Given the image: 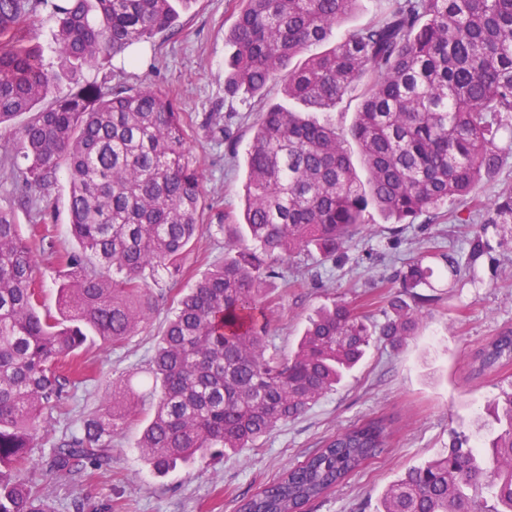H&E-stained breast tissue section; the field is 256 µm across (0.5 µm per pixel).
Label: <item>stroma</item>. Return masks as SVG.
I'll use <instances>...</instances> for the list:
<instances>
[{
    "instance_id": "stroma-1",
    "label": "stroma",
    "mask_w": 512,
    "mask_h": 512,
    "mask_svg": "<svg viewBox=\"0 0 512 512\" xmlns=\"http://www.w3.org/2000/svg\"><path fill=\"white\" fill-rule=\"evenodd\" d=\"M240 8L239 0H194L181 11L176 35L132 46L109 65L86 69L80 82H64L59 89L66 95L79 91L81 83L92 82L108 88L151 86L173 96L184 116L187 145L203 174L209 222L224 212L241 217L245 155L259 120V103L284 99L278 83L269 84L259 99L243 93L231 96L224 90L229 57L224 32ZM211 112L227 117L237 140L235 152H228L223 139L205 126ZM27 119V114H20L10 129L0 131V207L15 208L25 228L47 215L58 250H77L68 230L65 182L41 193L30 209L16 205L22 176L12 165V131ZM467 233L465 226L439 218L431 221L424 215L398 233L390 221L371 212L368 224L336 262L316 254L302 256L303 287L285 294L270 288V351L292 355L309 317L321 307L339 297L377 295L381 284L396 286L397 272L418 253H425L433 266L441 250L467 257ZM486 239V253L460 275H434V292L441 301L417 335L397 345L376 342L336 391L277 427L255 447L156 476L137 448L152 413L145 401L136 421L112 439L111 471L51 488L55 512H74L71 500L76 495L84 500L85 512H239L243 499L303 461L325 437L356 422L383 417L392 423L386 452L304 508V512H375L390 483L447 448L449 429L472 432L486 427L488 401L512 379V366L481 378L473 376L470 368L477 349L512 327V240L503 239L492 226ZM224 251L223 234H203L186 256L180 275L162 280V287H192L213 264L223 261ZM170 315L169 304H162L150 323L124 345L98 342L87 347L82 355L87 379L74 389L70 411L58 417L57 430L79 429L110 399L115 378L146 387L147 364Z\"/></svg>"
}]
</instances>
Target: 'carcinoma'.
I'll return each mask as SVG.
<instances>
[{
	"mask_svg": "<svg viewBox=\"0 0 512 512\" xmlns=\"http://www.w3.org/2000/svg\"><path fill=\"white\" fill-rule=\"evenodd\" d=\"M195 0H0V128L15 131L14 159L25 180L23 206L65 176L79 249L58 254L45 218L34 224L42 253L66 269L58 315L40 311L29 240L15 212L0 207V512H54L49 487L88 479L112 465V433L153 398L137 448L164 476L252 448L281 423L335 390L369 347L414 333L440 298L426 256L398 273L403 296L383 323L345 299L311 319L289 358L269 352L263 285L303 283L298 258L343 254L370 209L395 224L448 207L457 224L512 225V188L486 204L483 180L509 154L512 128V0H390L375 21L316 51L359 0H241L224 42L225 90L259 94L281 83L310 112H330L356 93L345 130L303 118L282 103L261 107L247 153L244 222L228 231L224 262L193 287L155 292L149 278L175 277L203 223L202 174L187 148L176 100L150 86L57 95L62 76L104 65L128 47L175 32L179 9ZM56 20L55 70L28 44L38 11ZM302 56L304 61L290 67ZM49 96L54 105L35 107ZM359 149L361 182L348 152ZM484 229L467 239L469 259L486 251ZM441 272H461L451 252ZM293 279H288V271ZM173 311L148 363L149 386L112 380V401L76 431L57 432L79 383L66 359L87 342L115 347L146 327L159 302ZM512 364V329L473 355L483 377ZM493 424L477 440L463 430L448 451L389 484L377 512H512V383L490 405ZM392 431L383 418L354 424L248 498L242 512H295L378 458ZM53 451L33 465L38 441Z\"/></svg>",
	"mask_w": 512,
	"mask_h": 512,
	"instance_id": "1",
	"label": "carcinoma"
}]
</instances>
